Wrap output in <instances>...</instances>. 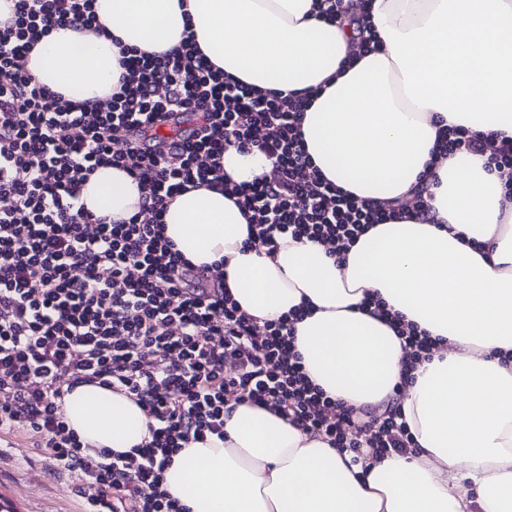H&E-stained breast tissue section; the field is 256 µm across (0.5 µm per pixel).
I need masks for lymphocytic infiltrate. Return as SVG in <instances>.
I'll return each instance as SVG.
<instances>
[{
    "label": "lymphocytic infiltrate",
    "instance_id": "lymphocytic-infiltrate-1",
    "mask_svg": "<svg viewBox=\"0 0 512 512\" xmlns=\"http://www.w3.org/2000/svg\"><path fill=\"white\" fill-rule=\"evenodd\" d=\"M0 21V431H25L55 470L76 474L86 512H189L164 488L172 458L224 434V399L266 407L337 449L403 453L399 414L375 415L325 396L292 347L290 318L257 324L224 292L223 272L190 265L163 233L170 202L194 186L234 198L251 239L312 238L345 254L370 227L426 215L423 195L359 200L323 178L306 151V100L225 80L192 30L161 55L131 51L119 86L84 110L26 68L35 42L60 27L93 30L94 0H12ZM188 120L163 146L147 132ZM259 147L272 169L226 180L227 146ZM439 155L487 153L512 188V142L465 127L442 131ZM127 171L137 211L108 224L80 202L101 166ZM126 394L150 439L127 454L84 445L60 410L76 386Z\"/></svg>",
    "mask_w": 512,
    "mask_h": 512
}]
</instances>
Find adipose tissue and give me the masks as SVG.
Here are the masks:
<instances>
[{"mask_svg":"<svg viewBox=\"0 0 512 512\" xmlns=\"http://www.w3.org/2000/svg\"><path fill=\"white\" fill-rule=\"evenodd\" d=\"M99 31L69 27L41 39L26 68L41 84L93 108L111 95L121 49L163 53L192 29L226 77L311 101L306 150L353 197L423 192L430 221L377 224L345 259L311 239L274 253L248 243L241 208L201 186L177 195L164 235L192 265H224V288L263 323L299 308L295 348L327 395L380 415L399 408L415 448L353 459L277 412L228 400L224 435L175 456L165 488L190 512H512V202L487 154L438 157V132L463 126L512 139V0H371L376 50L316 16L314 0H95ZM224 173L248 183L271 162L228 147ZM125 171L99 167L81 200L108 222L137 210ZM391 314L436 342L401 373L409 351L362 308ZM401 393H394L396 383ZM79 438L128 453L149 439L134 399L96 384L66 394Z\"/></svg>","mask_w":512,"mask_h":512,"instance_id":"1","label":"adipose tissue"}]
</instances>
